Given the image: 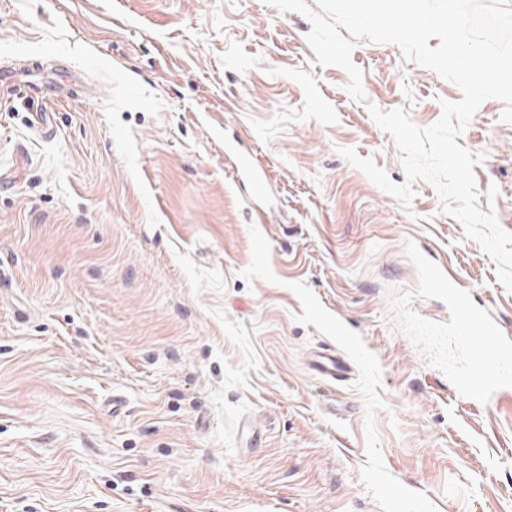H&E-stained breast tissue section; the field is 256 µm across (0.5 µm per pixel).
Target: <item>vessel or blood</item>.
I'll list each match as a JSON object with an SVG mask.
<instances>
[{"label":"vessel or blood","instance_id":"b4317fda","mask_svg":"<svg viewBox=\"0 0 512 512\" xmlns=\"http://www.w3.org/2000/svg\"><path fill=\"white\" fill-rule=\"evenodd\" d=\"M428 281L430 287L448 295L456 311L453 339L466 355V369L456 381L457 393L476 404L490 402L499 389L512 385V341L503 336L495 321L474 309L463 292L450 287L443 271L430 269ZM313 365L329 379L350 368L345 357L333 349L315 354Z\"/></svg>","mask_w":512,"mask_h":512}]
</instances>
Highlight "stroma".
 <instances>
[{"label": "stroma", "instance_id": "35a3bbf8", "mask_svg": "<svg viewBox=\"0 0 512 512\" xmlns=\"http://www.w3.org/2000/svg\"><path fill=\"white\" fill-rule=\"evenodd\" d=\"M310 30L267 0H0V512H512V388L456 394L424 273L511 339L512 292L430 184L406 207L340 154L404 183L368 104L426 127L462 92L359 38L353 100ZM503 111L458 143L512 232ZM315 369L328 379H336V375L345 374L350 365L335 349H325L313 356Z\"/></svg>", "mask_w": 512, "mask_h": 512}]
</instances>
